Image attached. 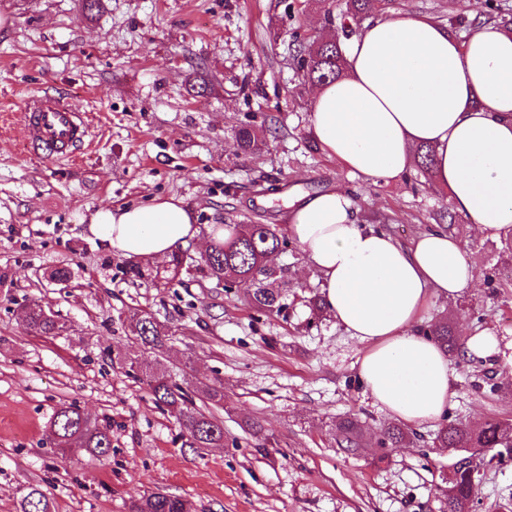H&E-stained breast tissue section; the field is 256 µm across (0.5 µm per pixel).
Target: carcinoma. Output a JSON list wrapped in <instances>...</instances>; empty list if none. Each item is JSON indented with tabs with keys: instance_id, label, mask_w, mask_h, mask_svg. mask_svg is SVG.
Here are the masks:
<instances>
[{
	"instance_id": "1",
	"label": "carcinoma",
	"mask_w": 512,
	"mask_h": 512,
	"mask_svg": "<svg viewBox=\"0 0 512 512\" xmlns=\"http://www.w3.org/2000/svg\"><path fill=\"white\" fill-rule=\"evenodd\" d=\"M393 0H345L341 15L363 21L386 11ZM490 19L505 30L512 31V10L495 5ZM289 55L297 61L299 71L309 80L325 83L343 75L346 61L340 38L308 43L297 38L288 45ZM266 124H243L236 132L238 150L243 155L252 154L266 144ZM229 236L214 243L208 257L197 262L196 269L205 276L224 279V290L230 291L242 284L251 285L253 309L260 315L288 312V269L275 267L268 262L272 254L288 251V237L273 224H235L229 228ZM187 258L179 252L167 261L163 269L148 271L137 263L126 265V273L140 279L177 278L186 268ZM26 329L39 335L57 333L60 326L56 320L43 312L38 305L28 306L22 315ZM132 335L141 344L161 349L165 334L163 326L144 310H136L129 316ZM445 352L454 354L461 348L455 338L450 322L432 323L423 328ZM127 374L146 386L156 405L174 411L180 427L186 432L193 448L224 446V424L211 414H205L196 405L192 396L172 375L165 370L143 368L129 360ZM57 444H72L87 449L96 458L106 457L112 452V434L106 420L90 419L79 406L62 404L51 417ZM336 443L349 451H356L363 444V425L356 417L341 421L334 432ZM416 433L399 424L380 429L376 443L385 448H404L412 443ZM438 448H512V434L496 421H489L475 430L451 422L442 426L435 438ZM481 479L468 465L455 470L451 484L453 495L448 504L449 512H472L480 492ZM20 512H51L50 502L37 487L29 488L22 497ZM130 512H183L182 500L164 490L141 495L131 501Z\"/></svg>"
}]
</instances>
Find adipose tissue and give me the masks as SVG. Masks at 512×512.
<instances>
[{"mask_svg": "<svg viewBox=\"0 0 512 512\" xmlns=\"http://www.w3.org/2000/svg\"><path fill=\"white\" fill-rule=\"evenodd\" d=\"M342 77L317 85L309 130L328 157L376 183L408 170L417 147L452 208L483 234L512 233V33L477 21L466 38L423 15L364 23ZM322 280L328 313L364 344L357 377L396 421L438 423L453 395L447 354L416 328L435 299L474 287L463 242L438 228L410 245L361 223L343 189L300 203L286 227ZM91 236L116 255L164 261L200 239L176 196L103 207Z\"/></svg>", "mask_w": 512, "mask_h": 512, "instance_id": "1", "label": "adipose tissue"}]
</instances>
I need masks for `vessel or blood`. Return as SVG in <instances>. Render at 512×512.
I'll return each mask as SVG.
<instances>
[{"label": "vessel or blood", "mask_w": 512, "mask_h": 512, "mask_svg": "<svg viewBox=\"0 0 512 512\" xmlns=\"http://www.w3.org/2000/svg\"><path fill=\"white\" fill-rule=\"evenodd\" d=\"M20 118L28 146L55 158L77 159L90 142V125L85 113L76 111L65 99L32 96Z\"/></svg>", "instance_id": "b4317fda"}]
</instances>
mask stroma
Returning a JSON list of instances; mask_svg holds the SVG:
<instances>
[{
	"label": "stroma",
	"instance_id": "1",
	"mask_svg": "<svg viewBox=\"0 0 512 512\" xmlns=\"http://www.w3.org/2000/svg\"><path fill=\"white\" fill-rule=\"evenodd\" d=\"M398 14L457 19L459 0H396ZM0 512H19L29 487L51 512H129L132 497L162 489L187 512H446L442 494L454 449L433 448L437 426L417 427L408 448H339L337 422L360 418L366 435L391 423L355 376L364 346L326 313L317 275L297 244L277 263L293 287L288 314L256 317L246 287L225 292L196 270L166 284L125 275L126 258L89 237L97 209L183 198L201 237L215 224L285 229L304 196L336 188L355 197L362 223L410 244L442 227L466 244L475 288L435 301L422 324L449 320L459 338L491 329L502 353L450 359L451 421L512 424V234H477L448 222L446 193L412 168L385 184L358 178L311 137V84L285 48L326 37L322 0H0ZM35 93L66 97L91 123L77 162L29 150L20 122ZM277 122L263 150L238 156L241 123ZM71 271L67 285L50 272ZM37 304L64 325L38 336L20 313ZM151 313L163 351L137 344L131 311ZM165 368L198 407L224 388V445L192 448L175 414L156 406L109 350ZM74 403L110 418L112 452L60 454L50 444L55 409ZM260 421L264 437L249 425ZM474 512H512V461L476 460Z\"/></svg>",
	"mask_w": 512,
	"mask_h": 512
}]
</instances>
